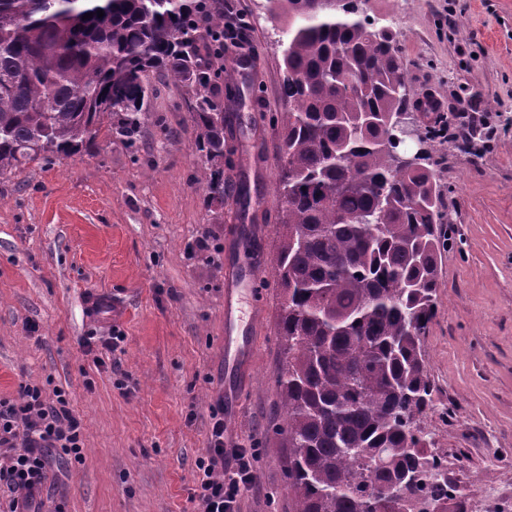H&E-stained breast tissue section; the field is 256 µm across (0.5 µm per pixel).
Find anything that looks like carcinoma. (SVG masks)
<instances>
[{
	"label": "carcinoma",
	"instance_id": "obj_1",
	"mask_svg": "<svg viewBox=\"0 0 512 512\" xmlns=\"http://www.w3.org/2000/svg\"><path fill=\"white\" fill-rule=\"evenodd\" d=\"M266 3L288 18L275 432L292 512H411L423 492L437 512L451 486L411 418L431 405L421 337L446 238L433 172L399 167L387 145L407 103L396 34H377L361 0ZM157 69L186 89L205 204L224 208V93L239 87L224 14L198 0H0V175L103 129L132 140Z\"/></svg>",
	"mask_w": 512,
	"mask_h": 512
}]
</instances>
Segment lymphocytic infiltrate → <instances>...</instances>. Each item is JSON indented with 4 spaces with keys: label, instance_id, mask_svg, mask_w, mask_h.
Wrapping results in <instances>:
<instances>
[{
    "label": "lymphocytic infiltrate",
    "instance_id": "obj_1",
    "mask_svg": "<svg viewBox=\"0 0 512 512\" xmlns=\"http://www.w3.org/2000/svg\"><path fill=\"white\" fill-rule=\"evenodd\" d=\"M212 428L196 467L192 498L196 512H237L242 495L253 488L254 448H228L224 445V413L212 416ZM82 424L67 408L65 396L56 406L45 405L40 388L26 386L20 403L0 400V448L7 449L9 464L0 470L15 493L7 512H37L43 475L48 465L46 449L80 456Z\"/></svg>",
    "mask_w": 512,
    "mask_h": 512
}]
</instances>
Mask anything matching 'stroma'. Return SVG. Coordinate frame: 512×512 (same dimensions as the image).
Wrapping results in <instances>:
<instances>
[{"label": "stroma", "mask_w": 512, "mask_h": 512, "mask_svg": "<svg viewBox=\"0 0 512 512\" xmlns=\"http://www.w3.org/2000/svg\"><path fill=\"white\" fill-rule=\"evenodd\" d=\"M364 0L397 34L411 90L438 103L420 132L472 112L469 149L432 140L429 167L455 242L441 256L436 308L422 338L433 405L428 449L452 472L489 470L453 512H512V0ZM257 57L227 51L242 104L227 114L223 211L204 205L200 130L185 89L149 72L134 144L100 134L81 153L0 176V398L63 390L82 423L81 458L49 457L43 512H194L196 463L211 411L224 445L255 448V487L239 512H291L275 376L283 294L274 257L279 194L281 39L265 0H236ZM249 206L236 200L239 184ZM258 275L224 320L227 270ZM120 332L116 346L105 336Z\"/></svg>", "instance_id": "stroma-1"}]
</instances>
